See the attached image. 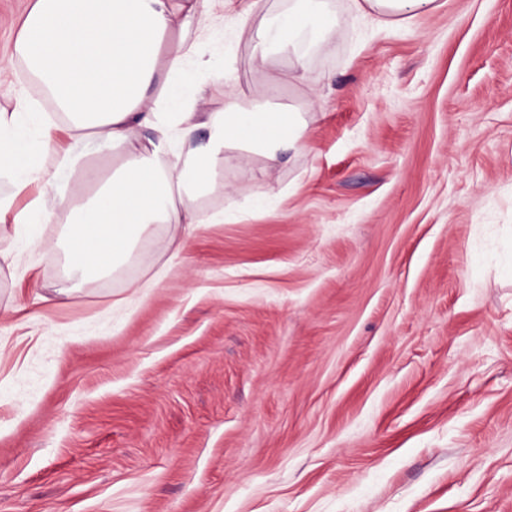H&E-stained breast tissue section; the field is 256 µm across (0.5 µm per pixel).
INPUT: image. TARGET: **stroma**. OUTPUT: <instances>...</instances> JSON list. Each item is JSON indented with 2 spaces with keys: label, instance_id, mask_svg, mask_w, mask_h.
<instances>
[{
  "label": "stroma",
  "instance_id": "stroma-1",
  "mask_svg": "<svg viewBox=\"0 0 512 512\" xmlns=\"http://www.w3.org/2000/svg\"><path fill=\"white\" fill-rule=\"evenodd\" d=\"M440 3L326 0L277 86L236 20L288 0L213 11L200 111L315 103L305 148L215 165L206 224L107 276L72 278L67 212L0 237V512H512V0ZM20 95L50 107L16 64ZM79 150L89 195L125 160ZM362 12L379 16L387 25H400L405 19L417 17L438 9V0H354Z\"/></svg>",
  "mask_w": 512,
  "mask_h": 512
}]
</instances>
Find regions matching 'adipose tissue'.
Listing matches in <instances>:
<instances>
[{
  "label": "adipose tissue",
  "mask_w": 512,
  "mask_h": 512,
  "mask_svg": "<svg viewBox=\"0 0 512 512\" xmlns=\"http://www.w3.org/2000/svg\"><path fill=\"white\" fill-rule=\"evenodd\" d=\"M207 0H34L20 23L13 57L45 87L66 120L71 141L95 140L101 148H128L111 180L80 207L72 209L71 259L81 275L113 269L130 254L152 225L201 223L196 207L208 190L215 162L244 164L250 154L278 161L304 146L315 120V106L243 107L238 94L224 92V109L200 112L202 90L184 75L186 60L207 61L187 39L191 25L206 24ZM359 11L396 26L435 11L438 0H355ZM309 30L332 33L323 0H300L258 31L264 49L287 57L289 79L306 81L299 41ZM28 99L14 110L0 109V176L15 193L40 184L42 195L21 213L0 198V232L13 230L38 243V225L49 223V206L69 207L67 195L55 193L58 177L77 168L73 150H56L50 163L33 161L22 118L34 113ZM208 138L197 142L198 129ZM152 131L137 146L141 131ZM70 208V207H69Z\"/></svg>",
  "instance_id": "obj_1"
}]
</instances>
